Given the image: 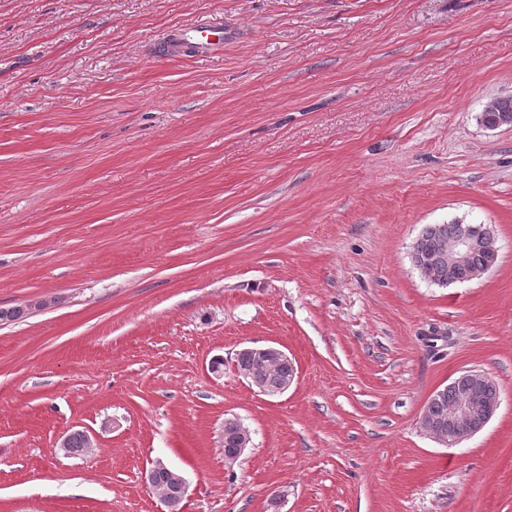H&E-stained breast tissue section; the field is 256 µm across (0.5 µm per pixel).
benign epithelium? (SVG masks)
I'll list each match as a JSON object with an SVG mask.
<instances>
[{
	"instance_id": "1",
	"label": "benign epithelium",
	"mask_w": 512,
	"mask_h": 512,
	"mask_svg": "<svg viewBox=\"0 0 512 512\" xmlns=\"http://www.w3.org/2000/svg\"><path fill=\"white\" fill-rule=\"evenodd\" d=\"M502 98L496 97L488 101L483 111L497 113L496 122L486 125L494 130L502 126L512 128V113L499 111ZM476 250L487 254V263L481 269L470 274L469 281L483 278L495 266L499 256V248L494 235L483 230L473 232L466 229L451 240L445 242L435 258H421L414 256L415 267L421 275L433 284H440L435 272V262L448 259V267H461L467 265L470 255ZM476 374L481 378V386L477 388L461 389L456 399L448 407V431L443 432L432 426L428 420V410H423L420 419V429L435 442L453 447L473 437L490 422L500 404V393L495 381L484 371L468 369L462 375ZM224 440L232 439L235 442L236 452L224 457L225 466L233 469L240 462L246 448L252 443V434L248 426L236 416L224 419L222 429ZM157 470H168L175 476V491L160 489L154 482V473ZM145 484L159 496L167 505L168 512H182V502L188 492V482L183 474L170 467L162 459L152 462L150 468L144 473Z\"/></svg>"
}]
</instances>
